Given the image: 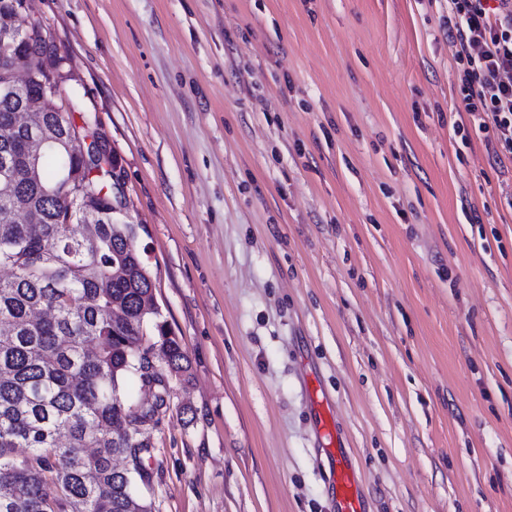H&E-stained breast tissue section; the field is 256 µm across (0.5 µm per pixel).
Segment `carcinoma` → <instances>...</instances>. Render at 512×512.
Masks as SVG:
<instances>
[{
    "instance_id": "cac0c4a2",
    "label": "carcinoma",
    "mask_w": 512,
    "mask_h": 512,
    "mask_svg": "<svg viewBox=\"0 0 512 512\" xmlns=\"http://www.w3.org/2000/svg\"><path fill=\"white\" fill-rule=\"evenodd\" d=\"M16 55L46 36L41 23L17 24ZM14 62L0 59V158L21 161L26 143L14 128L21 102L36 103L50 130L67 120L37 83L20 82ZM79 181L98 218L71 223L53 199L64 177ZM107 175L89 176L75 148L40 152L32 178L15 196L0 194V512H145L138 495L151 473L143 430L169 404L167 376L183 377L189 359L152 310V277L135 246L133 225L114 224L101 193ZM21 211L24 219H15ZM121 316L112 318L113 310ZM158 339L146 340L147 331ZM163 352L167 370L151 364ZM134 378L152 401L128 403Z\"/></svg>"
}]
</instances>
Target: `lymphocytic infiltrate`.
I'll return each instance as SVG.
<instances>
[{
    "mask_svg": "<svg viewBox=\"0 0 512 512\" xmlns=\"http://www.w3.org/2000/svg\"><path fill=\"white\" fill-rule=\"evenodd\" d=\"M459 106L495 162L512 161V0H448Z\"/></svg>",
    "mask_w": 512,
    "mask_h": 512,
    "instance_id": "lymphocytic-infiltrate-1",
    "label": "lymphocytic infiltrate"
}]
</instances>
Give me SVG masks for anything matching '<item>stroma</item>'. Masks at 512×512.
<instances>
[{"mask_svg":"<svg viewBox=\"0 0 512 512\" xmlns=\"http://www.w3.org/2000/svg\"><path fill=\"white\" fill-rule=\"evenodd\" d=\"M106 136L191 362L152 512H512V163L457 102L446 0H31ZM331 485L336 498V512H364L355 473L347 461V452L337 448L331 470Z\"/></svg>","mask_w":512,"mask_h":512,"instance_id":"stroma-1","label":"stroma"}]
</instances>
